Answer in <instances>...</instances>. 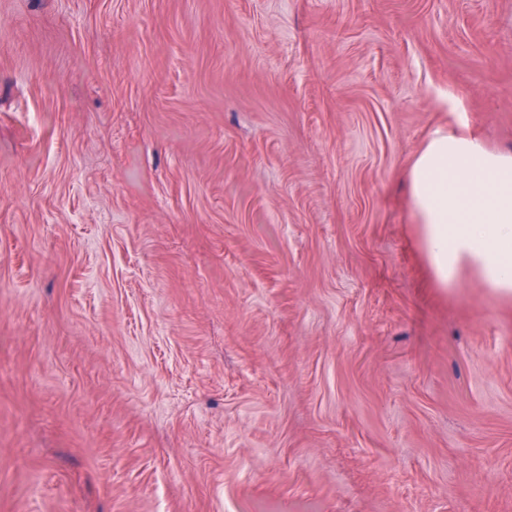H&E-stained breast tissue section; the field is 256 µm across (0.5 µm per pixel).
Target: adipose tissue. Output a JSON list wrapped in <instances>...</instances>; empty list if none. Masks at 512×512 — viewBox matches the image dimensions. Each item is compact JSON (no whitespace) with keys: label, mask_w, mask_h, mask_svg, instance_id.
<instances>
[{"label":"adipose tissue","mask_w":512,"mask_h":512,"mask_svg":"<svg viewBox=\"0 0 512 512\" xmlns=\"http://www.w3.org/2000/svg\"><path fill=\"white\" fill-rule=\"evenodd\" d=\"M448 108L458 114L456 100ZM408 180L437 287H454L468 270L494 294L512 295V153L488 148L458 114L432 132Z\"/></svg>","instance_id":"obj_1"}]
</instances>
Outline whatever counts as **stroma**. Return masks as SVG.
Wrapping results in <instances>:
<instances>
[{"label":"stroma","mask_w":512,"mask_h":512,"mask_svg":"<svg viewBox=\"0 0 512 512\" xmlns=\"http://www.w3.org/2000/svg\"><path fill=\"white\" fill-rule=\"evenodd\" d=\"M447 93L512 151V0H0V512H512ZM408 180L437 287L453 288L469 270L483 288L512 295V153L488 148L460 113L432 132Z\"/></svg>","instance_id":"35a3bbf8"}]
</instances>
